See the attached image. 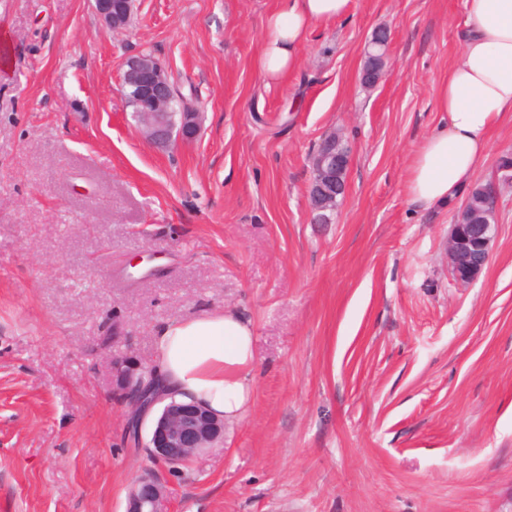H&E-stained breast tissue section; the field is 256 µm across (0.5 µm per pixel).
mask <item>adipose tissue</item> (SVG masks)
Returning <instances> with one entry per match:
<instances>
[{
    "label": "adipose tissue",
    "mask_w": 512,
    "mask_h": 512,
    "mask_svg": "<svg viewBox=\"0 0 512 512\" xmlns=\"http://www.w3.org/2000/svg\"><path fill=\"white\" fill-rule=\"evenodd\" d=\"M350 0H278L264 23L257 67L276 83L296 69L298 51L316 23L347 15ZM467 26L459 61L437 85L438 127L416 153L408 177L413 203L452 200L471 179L489 136L512 118V0H464ZM162 391L203 405L225 424L251 405L255 338L251 322L233 309L161 323L155 331Z\"/></svg>",
    "instance_id": "adipose-tissue-1"
}]
</instances>
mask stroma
<instances>
[{
  "label": "stroma",
  "instance_id": "1",
  "mask_svg": "<svg viewBox=\"0 0 512 512\" xmlns=\"http://www.w3.org/2000/svg\"><path fill=\"white\" fill-rule=\"evenodd\" d=\"M275 6L135 0L113 31L93 0H0V512H125L151 461L112 360L153 365L158 324L227 307L254 328L253 401L168 474L169 512H512V187L467 284L445 257L467 190L433 208L407 192L463 0H351L270 85ZM138 53L196 93L192 142L158 149L132 119ZM332 134L348 187L320 224L310 157ZM509 153L511 120L473 182ZM374 42L378 45L383 46L384 57H383V53H382V48L376 47V46L370 47V49L366 53V58L364 61V66H363L362 80H363V84H365L367 86H371L380 80V76H379V78L375 82L378 74L382 71L383 58H385L387 46L389 44V43L387 44V39L382 43L376 42V41H374Z\"/></svg>",
  "mask_w": 512,
  "mask_h": 512
}]
</instances>
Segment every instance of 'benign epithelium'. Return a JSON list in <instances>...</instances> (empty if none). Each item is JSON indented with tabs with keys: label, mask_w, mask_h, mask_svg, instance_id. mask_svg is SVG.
<instances>
[{
	"label": "benign epithelium",
	"mask_w": 512,
	"mask_h": 512,
	"mask_svg": "<svg viewBox=\"0 0 512 512\" xmlns=\"http://www.w3.org/2000/svg\"><path fill=\"white\" fill-rule=\"evenodd\" d=\"M134 0H95V10L108 28L118 31L130 21ZM123 95L139 108L133 113L142 133L159 149L178 141H190L198 135L200 113H180V124L168 121L167 107L173 97L171 75L144 56H132L123 64ZM350 151L319 146L311 158L314 178L311 183L313 210L322 209L340 190L337 179L347 173ZM492 224H463L455 220L448 236V268L460 283L474 281L486 268L491 256ZM112 372L130 407L128 437L136 447L148 449L155 469L132 483L125 512H168L171 491L161 471L176 470L197 454L224 442V420L207 408L170 399L141 384L124 361L112 360ZM165 402L161 413L151 423L147 438L142 426L147 407Z\"/></svg>",
	"instance_id": "1"
}]
</instances>
